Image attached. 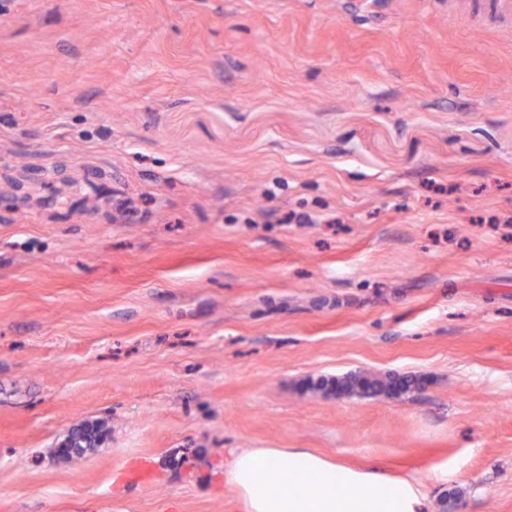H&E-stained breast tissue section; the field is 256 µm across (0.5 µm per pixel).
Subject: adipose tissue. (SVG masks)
<instances>
[{
  "label": "adipose tissue",
  "mask_w": 512,
  "mask_h": 512,
  "mask_svg": "<svg viewBox=\"0 0 512 512\" xmlns=\"http://www.w3.org/2000/svg\"><path fill=\"white\" fill-rule=\"evenodd\" d=\"M224 483L244 512H424L413 481L305 448H228Z\"/></svg>",
  "instance_id": "adipose-tissue-1"
}]
</instances>
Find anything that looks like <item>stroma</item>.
I'll use <instances>...</instances> for the list:
<instances>
[{"mask_svg":"<svg viewBox=\"0 0 512 512\" xmlns=\"http://www.w3.org/2000/svg\"><path fill=\"white\" fill-rule=\"evenodd\" d=\"M493 4L0 0V512H242L228 448L512 512ZM324 384L330 385L342 393L361 398L390 394L401 386V383L392 376L381 377L364 372L348 373L336 378L331 383L324 382Z\"/></svg>","mask_w":512,"mask_h":512,"instance_id":"35a3bbf8","label":"stroma"}]
</instances>
